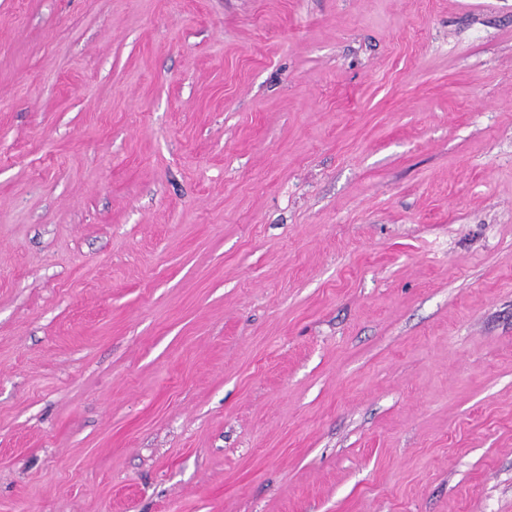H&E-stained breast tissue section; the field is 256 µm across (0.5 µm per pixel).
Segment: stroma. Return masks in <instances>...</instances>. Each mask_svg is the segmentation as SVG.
Instances as JSON below:
<instances>
[{"label":"stroma","instance_id":"35a3bbf8","mask_svg":"<svg viewBox=\"0 0 512 512\" xmlns=\"http://www.w3.org/2000/svg\"><path fill=\"white\" fill-rule=\"evenodd\" d=\"M0 512H512V0H0Z\"/></svg>","mask_w":512,"mask_h":512}]
</instances>
